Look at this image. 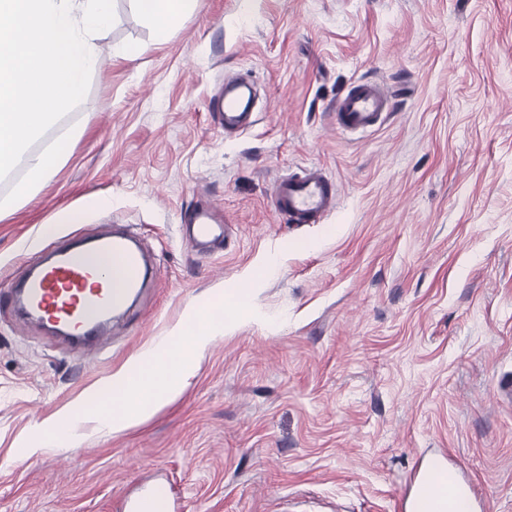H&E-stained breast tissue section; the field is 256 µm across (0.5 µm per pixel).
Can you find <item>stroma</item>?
<instances>
[{
  "instance_id": "1",
  "label": "stroma",
  "mask_w": 512,
  "mask_h": 512,
  "mask_svg": "<svg viewBox=\"0 0 512 512\" xmlns=\"http://www.w3.org/2000/svg\"><path fill=\"white\" fill-rule=\"evenodd\" d=\"M113 6L84 99L47 132L77 130L65 161L0 208V293L37 253L117 230L152 279L103 346L0 308V512H116L157 475L184 512H402L430 462L469 476L476 512H512V0H196L162 39L135 0ZM234 78L257 102L229 133L207 104ZM360 79L400 89L396 109L336 131L328 105ZM310 165L338 207L283 223L272 181ZM201 198L229 250L183 239ZM249 279L244 314L176 401L18 459L192 306Z\"/></svg>"
}]
</instances>
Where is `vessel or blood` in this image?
<instances>
[{
    "instance_id": "b4317fda",
    "label": "vessel or blood",
    "mask_w": 512,
    "mask_h": 512,
    "mask_svg": "<svg viewBox=\"0 0 512 512\" xmlns=\"http://www.w3.org/2000/svg\"><path fill=\"white\" fill-rule=\"evenodd\" d=\"M225 128L241 127L248 107L236 89L224 91L223 103L211 104ZM394 104L384 85L375 81H359L340 94L330 109L338 130L361 132L380 126ZM275 212L289 224H319L338 206L336 185L320 169L278 177L271 191ZM187 244L196 250L215 248L222 231L216 227L209 205L197 204L186 213ZM102 251L121 253L128 266L140 269L141 254L124 239L112 237L98 241ZM12 306H23L45 323L67 331L78 343L99 336L102 317L123 304L124 299L112 292L106 281L96 279L83 251H67L37 272L20 281L8 295ZM121 512H183L174 485L169 481L154 482L134 498L120 501Z\"/></svg>"
}]
</instances>
